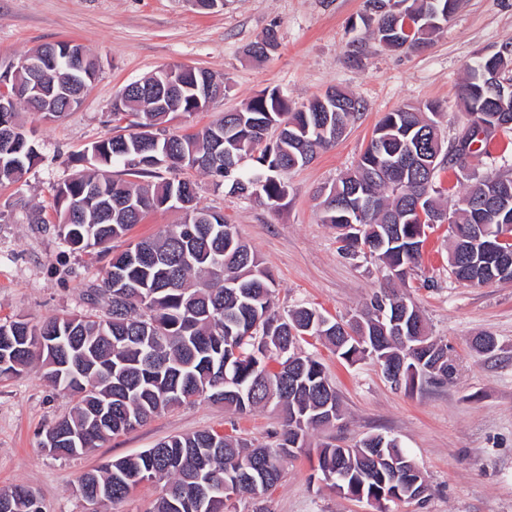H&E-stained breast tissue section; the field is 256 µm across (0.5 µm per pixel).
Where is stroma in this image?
Returning a JSON list of instances; mask_svg holds the SVG:
<instances>
[{
    "label": "stroma",
    "mask_w": 512,
    "mask_h": 512,
    "mask_svg": "<svg viewBox=\"0 0 512 512\" xmlns=\"http://www.w3.org/2000/svg\"><path fill=\"white\" fill-rule=\"evenodd\" d=\"M367 12L365 0H224L205 13L191 0H0V71L32 48L63 39L85 46L99 64L78 108L52 121L29 118L42 158L22 183L0 188V319L38 322L94 311L87 290L102 264L67 246L50 225L54 188L82 170L88 147L108 136L120 90L166 65L230 79L226 97L174 121L180 131L201 129L267 87L279 88L296 106L336 87L362 101L341 139L284 174L287 194L278 203L229 195L214 177L196 171L189 177L200 203L223 213L270 269L277 312L308 306L347 319L364 310L388 288L386 271L373 257L342 255L335 229L320 221L316 192L353 167L376 123L399 107L440 105L445 138H458L468 120L459 101L464 65L477 53L512 45V0H458L421 51L381 45L363 22ZM270 29L276 50L259 61L248 56V47ZM467 166L479 174H512V133L497 132L488 152L474 154ZM35 207L45 223H30ZM449 244L448 225L430 232L420 266L398 292L447 344L452 380L397 388L374 361L346 362L316 337H304L299 351L324 365L344 416L285 459L281 479L264 497L267 512H375L322 481L315 450L323 442L352 446L372 433L395 438L429 487L423 500L394 501L387 512H512V283L457 282L448 270ZM482 333L495 337L493 352L472 349ZM72 407L39 367L0 377V489L28 487L43 512H149L159 492L155 483L102 506L79 494L78 480L173 435L213 430L272 445L282 424L272 403L236 414L200 398L83 455L49 454L42 431Z\"/></svg>",
    "instance_id": "stroma-1"
}]
</instances>
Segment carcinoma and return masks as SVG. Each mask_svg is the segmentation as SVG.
I'll use <instances>...</instances> for the list:
<instances>
[{
  "instance_id": "obj_1",
  "label": "carcinoma",
  "mask_w": 512,
  "mask_h": 512,
  "mask_svg": "<svg viewBox=\"0 0 512 512\" xmlns=\"http://www.w3.org/2000/svg\"><path fill=\"white\" fill-rule=\"evenodd\" d=\"M377 26L392 32L383 45L409 43L419 50L437 28L405 32L404 19L377 12L384 0H367ZM456 0H410L417 13L446 21ZM48 56L41 91L25 72L10 73L18 87L0 109V184L20 181L39 159L36 142L26 129L21 109L45 112L54 103L68 111L80 106L79 86L95 79L98 63L82 45L76 58L61 52L57 41ZM512 67V51L475 56L465 65L467 79L461 101L479 125L471 144L487 151L492 136L512 129V89L503 74ZM498 74L505 103L484 87L488 69ZM175 93L157 106L147 89L165 84L160 73L138 81L141 90L121 91L113 104V134L94 142L86 170L54 188L55 229L68 245L109 257L100 283L89 295L104 303L95 314L69 313L33 324L24 318L0 323V376H17L39 359L45 379L74 401L72 412L43 433L42 446L75 457L97 448L114 435L126 433L169 409L204 397L236 413H246L274 397L284 416L279 442L255 446L233 435L198 431L175 435L135 455L112 459L84 473L81 496L95 501L98 488L110 490L109 502H123L141 475L162 484L149 512H215L193 503L194 480L213 482L214 494L240 484L241 496L261 501L282 474L284 457L306 445L312 431L333 427L342 419L337 392L323 365L300 356L296 343L317 336L347 362L372 359L387 369L404 364L392 380L406 389L423 379L449 381L455 366L448 347L429 336L416 306L389 291L375 296L359 317L346 322L315 308L300 307L285 316L273 306L275 280L263 261L224 214L198 202L196 185L180 177L202 171L231 194L263 195L277 202L286 195L281 174L310 163L320 148L336 142L363 109L353 95L335 89L336 103L323 106L313 99L293 107L276 87L265 88L243 108L224 113L197 132L149 129L173 121L177 114L198 111L193 86L199 69H170ZM440 106L426 111L404 106L386 113L353 170L319 192L321 222L336 228L339 250L354 255L367 250L378 256L391 276L402 280L419 265L426 230L447 218L462 235L452 234L448 266L459 282L487 278L471 262L475 241L489 227L512 228V175H465L462 204L450 211L442 204L445 189L436 183L448 165L466 169L465 154L446 144L439 121ZM127 125H122V122ZM140 131L129 133L127 129ZM122 168V176L111 168ZM163 168L171 174L159 182L140 181ZM421 206L425 220L418 219ZM183 210L180 222L164 226L155 236L128 243L112 252L146 215L162 208ZM287 350L280 370L266 360ZM323 480L345 494L365 500L400 492V498H426L428 485L412 457L395 439L381 433L363 438L352 448L331 442L317 445ZM261 480L259 495H250L251 475ZM0 490V512H42L33 495Z\"/></svg>"
}]
</instances>
